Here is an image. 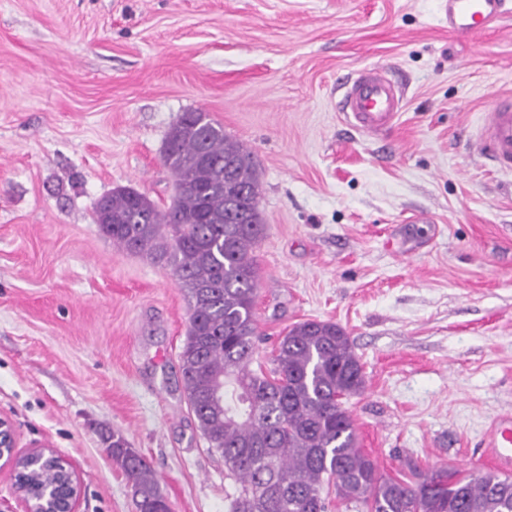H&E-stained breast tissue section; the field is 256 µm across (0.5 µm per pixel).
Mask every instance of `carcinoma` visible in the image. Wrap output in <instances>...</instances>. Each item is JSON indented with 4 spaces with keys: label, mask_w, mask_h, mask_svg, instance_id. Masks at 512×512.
Returning a JSON list of instances; mask_svg holds the SVG:
<instances>
[{
    "label": "carcinoma",
    "mask_w": 512,
    "mask_h": 512,
    "mask_svg": "<svg viewBox=\"0 0 512 512\" xmlns=\"http://www.w3.org/2000/svg\"><path fill=\"white\" fill-rule=\"evenodd\" d=\"M163 161L173 175L170 205L118 187L95 204V223L117 247L171 269L189 305L180 353L184 387L208 449L238 484L230 512H327L323 486L345 512H512V476L485 472L383 476L358 445L348 400L363 391V365L347 333L306 320L278 340L271 367L254 365L264 234L257 165L243 145L202 112L171 127ZM131 481L139 512H170L149 463L124 436L104 439ZM34 494L69 475L53 457L22 471Z\"/></svg>",
    "instance_id": "1"
}]
</instances>
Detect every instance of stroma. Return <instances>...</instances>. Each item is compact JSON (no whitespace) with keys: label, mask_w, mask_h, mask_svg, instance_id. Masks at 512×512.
<instances>
[{"label":"stroma","mask_w":512,"mask_h":512,"mask_svg":"<svg viewBox=\"0 0 512 512\" xmlns=\"http://www.w3.org/2000/svg\"><path fill=\"white\" fill-rule=\"evenodd\" d=\"M368 67L404 97L384 137L341 112ZM504 95L512 16L459 39L438 0H0V415L18 454L59 450L77 512H137L115 431L172 512H229L237 485L183 387L186 293L93 214L118 186L167 208L164 141L203 112L258 164L256 361L334 322L381 473L485 472L484 434L512 415V174L475 134Z\"/></svg>","instance_id":"stroma-1"}]
</instances>
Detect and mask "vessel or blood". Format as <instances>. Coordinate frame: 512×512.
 I'll return each instance as SVG.
<instances>
[{
    "mask_svg": "<svg viewBox=\"0 0 512 512\" xmlns=\"http://www.w3.org/2000/svg\"><path fill=\"white\" fill-rule=\"evenodd\" d=\"M506 0H439L449 32L468 36L495 27L506 15ZM401 91L382 73L363 71L348 87L345 111L356 129L381 133L395 122L402 107ZM482 148L498 168L512 171V98L492 101L482 136ZM489 446L500 469L512 468V417L493 424Z\"/></svg>",
    "mask_w": 512,
    "mask_h": 512,
    "instance_id": "b4317fda",
    "label": "vessel or blood"
}]
</instances>
